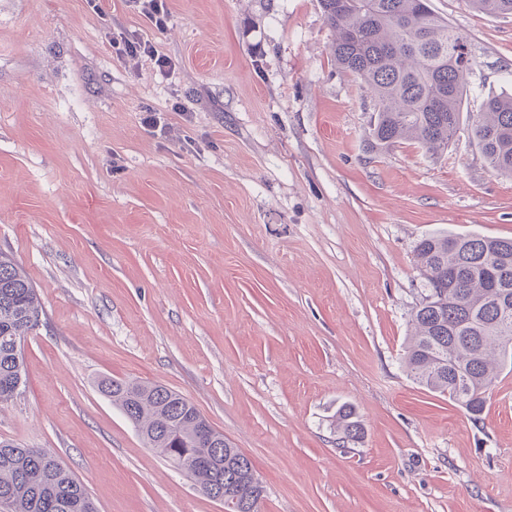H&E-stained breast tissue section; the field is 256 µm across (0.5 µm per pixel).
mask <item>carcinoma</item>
Returning <instances> with one entry per match:
<instances>
[{"instance_id": "1", "label": "carcinoma", "mask_w": 512, "mask_h": 512, "mask_svg": "<svg viewBox=\"0 0 512 512\" xmlns=\"http://www.w3.org/2000/svg\"><path fill=\"white\" fill-rule=\"evenodd\" d=\"M336 38L339 69L364 83L376 98L369 149L404 141L436 155L460 131L471 58L466 37L438 17L428 0H319ZM488 16L512 14V0H468ZM488 167L512 176V94L487 97L468 128ZM416 261L429 294L413 315L415 334L406 348L407 371L433 392L446 394L479 422L498 368L512 360V238L440 234L423 238ZM41 316L35 288L23 270L0 252V402L22 383L24 359L15 337L28 336ZM112 398L152 448L175 461L196 456L191 476L206 496L224 489L236 499L229 512H259L261 482L250 462L232 448L215 447L224 435L196 416L197 408L162 385L108 379ZM343 441L362 425L355 411H338ZM0 503L9 512H96L59 457L40 448L0 441Z\"/></svg>"}]
</instances>
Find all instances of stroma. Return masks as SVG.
I'll return each mask as SVG.
<instances>
[{"label":"stroma","mask_w":512,"mask_h":512,"mask_svg":"<svg viewBox=\"0 0 512 512\" xmlns=\"http://www.w3.org/2000/svg\"><path fill=\"white\" fill-rule=\"evenodd\" d=\"M430 6L468 39L465 126L512 94V15ZM167 7L159 29L127 0H0V252L42 306L0 440L55 453L97 512H223L99 387L146 381L250 458L261 512H512V370L475 422L403 363L418 242L511 238L512 177L464 132L369 152L375 98L319 0ZM118 51L121 58H136L140 56L141 53L148 55L149 57H153L155 58L160 71H165L166 67H170V65H168L170 64L169 61L166 58L159 56L157 52L155 53V49L147 43L123 40V48L118 49ZM338 423L343 435L340 437V439H343L342 447H345V442L348 443V441H356L359 439L363 428L361 423L356 419L355 411L352 407L343 406L338 411Z\"/></svg>","instance_id":"35a3bbf8"}]
</instances>
